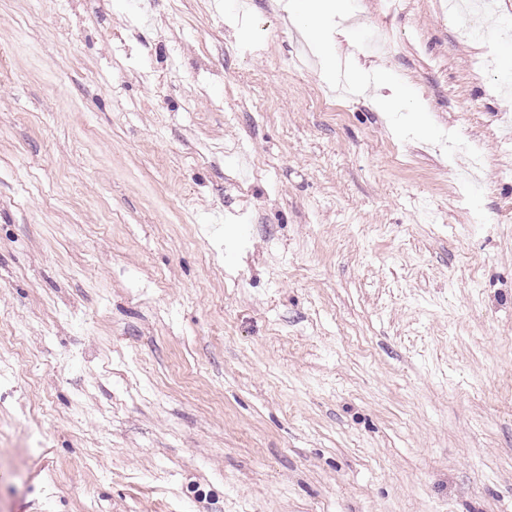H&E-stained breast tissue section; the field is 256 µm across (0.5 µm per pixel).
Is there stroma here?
<instances>
[{"label":"stroma","mask_w":512,"mask_h":512,"mask_svg":"<svg viewBox=\"0 0 512 512\" xmlns=\"http://www.w3.org/2000/svg\"><path fill=\"white\" fill-rule=\"evenodd\" d=\"M286 2L0 0V512H512V79ZM345 0H290L288 11L296 18L312 38L319 44L322 55L330 68H336L339 59L337 48L332 43L324 42L317 27V21L326 16H340L344 14Z\"/></svg>","instance_id":"stroma-1"}]
</instances>
